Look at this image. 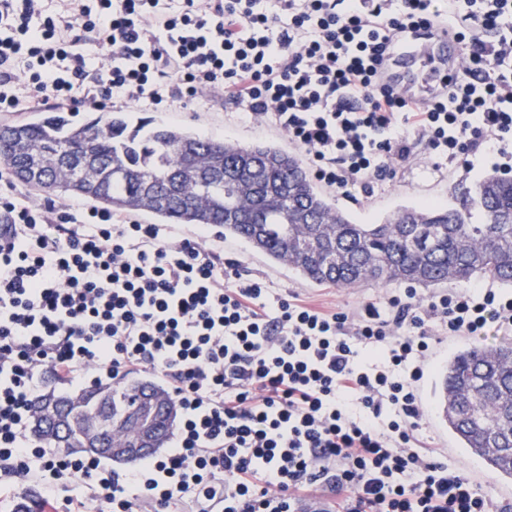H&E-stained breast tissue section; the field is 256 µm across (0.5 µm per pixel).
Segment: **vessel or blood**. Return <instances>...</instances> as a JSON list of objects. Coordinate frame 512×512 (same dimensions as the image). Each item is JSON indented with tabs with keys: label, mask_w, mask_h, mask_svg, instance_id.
Masks as SVG:
<instances>
[{
	"label": "vessel or blood",
	"mask_w": 512,
	"mask_h": 512,
	"mask_svg": "<svg viewBox=\"0 0 512 512\" xmlns=\"http://www.w3.org/2000/svg\"><path fill=\"white\" fill-rule=\"evenodd\" d=\"M460 46L447 27L417 25L399 34L379 68L381 82L422 96L443 93L458 74Z\"/></svg>",
	"instance_id": "b4317fda"
}]
</instances>
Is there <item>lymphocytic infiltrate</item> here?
Listing matches in <instances>:
<instances>
[{
  "label": "lymphocytic infiltrate",
  "mask_w": 512,
  "mask_h": 512,
  "mask_svg": "<svg viewBox=\"0 0 512 512\" xmlns=\"http://www.w3.org/2000/svg\"><path fill=\"white\" fill-rule=\"evenodd\" d=\"M439 19L461 46L450 89L378 83L392 38ZM207 92L273 122L342 194L385 180L414 137L451 165L511 161L512 0H0V112ZM491 326L512 332L511 292L408 288L328 313L270 300L208 235L0 191V489L44 480L65 512H498L415 437L434 334ZM46 369L160 375L180 412L168 451L120 473L38 445Z\"/></svg>",
  "instance_id": "1"
}]
</instances>
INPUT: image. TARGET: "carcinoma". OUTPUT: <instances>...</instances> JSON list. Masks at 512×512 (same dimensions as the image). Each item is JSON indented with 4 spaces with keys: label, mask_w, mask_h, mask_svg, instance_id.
<instances>
[{
    "label": "carcinoma",
    "mask_w": 512,
    "mask_h": 512,
    "mask_svg": "<svg viewBox=\"0 0 512 512\" xmlns=\"http://www.w3.org/2000/svg\"><path fill=\"white\" fill-rule=\"evenodd\" d=\"M0 162L15 179L58 201L82 197L114 212L166 224L223 230L306 281L336 288L404 281L422 288L490 279L512 287V176L460 182L450 204L405 208L382 224H356L310 181L298 159L273 144L240 145L131 112L38 113L0 126ZM512 347L473 346L440 374L442 420L460 447L512 478L501 427L512 413ZM152 398V430L164 448L178 408L154 383L49 387L30 430L45 448L91 454V435L129 445L112 417Z\"/></svg>",
    "instance_id": "obj_1"
}]
</instances>
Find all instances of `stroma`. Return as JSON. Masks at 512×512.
Here are the masks:
<instances>
[{"mask_svg":"<svg viewBox=\"0 0 512 512\" xmlns=\"http://www.w3.org/2000/svg\"><path fill=\"white\" fill-rule=\"evenodd\" d=\"M151 116L188 126L213 138L224 137L245 145L274 144L295 155L300 152L299 147L289 140L286 133L267 122L235 120L233 113L225 111L219 98L211 94L194 100L184 111L170 112L161 108L152 111ZM491 169V163L484 160L477 161L471 170L461 166L451 168L436 164L427 145L416 142L412 145L409 158L396 165L389 180V190L371 193L356 188L344 196L329 188L325 194L337 208L346 211L356 222L368 224L383 221L403 208L430 201L449 202L451 189L455 184L463 180H476ZM224 257L236 263L239 273L262 281L271 288L273 295L282 298L296 295L333 312L359 310L369 302L403 292L405 289V284L401 281L350 289L313 286L301 280L288 267L271 263L262 254L231 238L224 242ZM475 344L486 347L512 346V334L492 331L480 339L471 336H443L434 342L428 366L420 382L421 395L428 413L421 421L417 435L429 447L437 449L449 465L467 472L480 492L512 512V478L498 476L481 459L471 457L459 448L436 412L434 392L438 369L455 352Z\"/></svg>","mask_w":512,"mask_h":512,"instance_id":"stroma-1","label":"stroma"}]
</instances>
